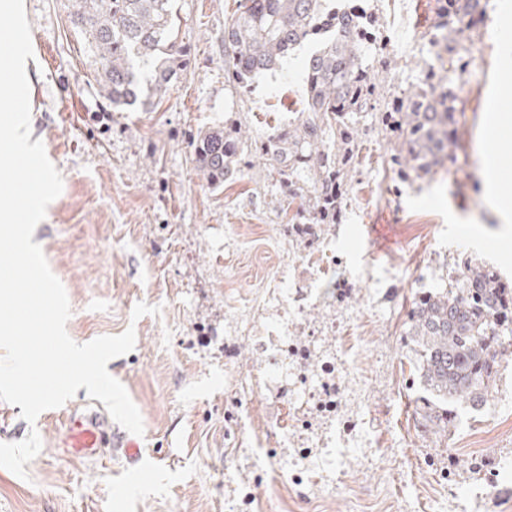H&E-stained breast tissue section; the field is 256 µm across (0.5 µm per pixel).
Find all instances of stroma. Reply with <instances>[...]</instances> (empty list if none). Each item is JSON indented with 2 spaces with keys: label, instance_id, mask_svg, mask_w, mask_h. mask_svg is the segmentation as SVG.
<instances>
[{
  "label": "stroma",
  "instance_id": "35a3bbf8",
  "mask_svg": "<svg viewBox=\"0 0 512 512\" xmlns=\"http://www.w3.org/2000/svg\"><path fill=\"white\" fill-rule=\"evenodd\" d=\"M501 0L471 42L460 92L453 165L422 186L394 181L392 149L373 125L360 130L359 165L347 220L324 239L353 288L332 336H302L309 369L336 359L341 410L292 425L300 402L284 396L259 344L252 305L272 268L280 195L250 155L239 177L215 189L192 161V143L233 110L254 136L302 107L297 78L305 50L247 90L224 80V26L237 0H172L190 61L161 105L113 110L68 22V0H24L35 66L31 137L42 141L63 191L32 240L68 295L67 332L78 343L134 328V349L107 369L139 409L141 455L105 447L97 459L66 460L56 442L86 389L35 423L0 401V512H512V361L486 405L452 435L412 418L417 384L404 335L417 292L471 257L512 282V215L487 192L485 165H501L512 118L495 124L512 26H498ZM393 59L387 84L418 72L437 0H374ZM369 224L399 235L375 254ZM389 268L396 293L378 298L360 272ZM160 307L133 318L137 303ZM253 332L235 331L232 316ZM303 469L297 482L291 474Z\"/></svg>",
  "mask_w": 512,
  "mask_h": 512
}]
</instances>
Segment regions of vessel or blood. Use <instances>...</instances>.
I'll list each match as a JSON object with an SVG mask.
<instances>
[{
	"label": "vessel or blood",
	"instance_id": "b4317fda",
	"mask_svg": "<svg viewBox=\"0 0 512 512\" xmlns=\"http://www.w3.org/2000/svg\"><path fill=\"white\" fill-rule=\"evenodd\" d=\"M66 430L58 446L63 453L77 459H85L98 455L105 444L124 449L129 457L140 454V445L133 437L119 431H111L105 414L95 409L73 412L68 416Z\"/></svg>",
	"mask_w": 512,
	"mask_h": 512
}]
</instances>
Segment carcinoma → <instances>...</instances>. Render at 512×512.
<instances>
[{
	"label": "carcinoma",
	"instance_id": "obj_1",
	"mask_svg": "<svg viewBox=\"0 0 512 512\" xmlns=\"http://www.w3.org/2000/svg\"><path fill=\"white\" fill-rule=\"evenodd\" d=\"M429 33L433 57L421 75L383 93L371 74L389 70L374 9L354 5L331 13L330 0H240L224 25V73L235 90L280 69L308 45L300 76L304 107L259 140L245 135L240 113L193 144V162L220 188L242 172L249 154L266 161L289 224L320 230L344 222L350 173L360 151L358 131L371 122L391 144L392 169L412 183L452 161L457 148L458 90L441 76L461 69L470 53L466 19L486 11L482 0H437ZM69 21L112 107H154L188 64L178 41L171 0H70ZM405 335L419 388V424L434 434L458 426V410L477 411L496 388L501 361L512 356V287L498 269L465 260L427 297L413 302Z\"/></svg>",
	"mask_w": 512,
	"mask_h": 512
}]
</instances>
